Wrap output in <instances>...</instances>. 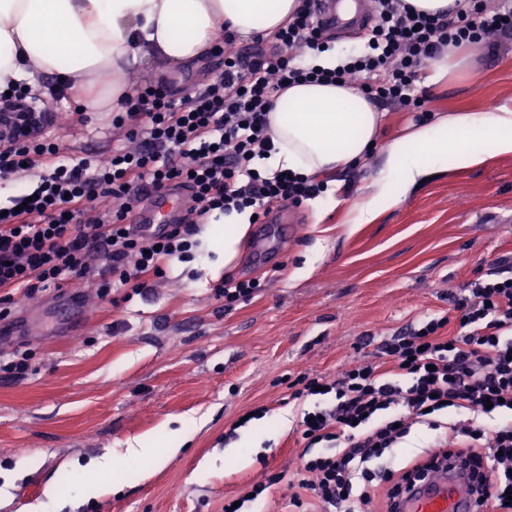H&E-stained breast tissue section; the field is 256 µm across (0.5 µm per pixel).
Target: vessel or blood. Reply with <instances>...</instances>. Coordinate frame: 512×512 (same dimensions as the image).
I'll return each mask as SVG.
<instances>
[{
	"instance_id": "b4317fda",
	"label": "vessel or blood",
	"mask_w": 512,
	"mask_h": 512,
	"mask_svg": "<svg viewBox=\"0 0 512 512\" xmlns=\"http://www.w3.org/2000/svg\"><path fill=\"white\" fill-rule=\"evenodd\" d=\"M368 11L369 0H318L317 4L318 19L335 34L356 30ZM150 200L149 207L133 211L130 221L155 231L183 218L187 191L174 185L161 194L151 195ZM399 508L401 512H483L468 480L452 461L432 470L426 484L406 491Z\"/></svg>"
}]
</instances>
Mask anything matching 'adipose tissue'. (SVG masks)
Wrapping results in <instances>:
<instances>
[{"label":"adipose tissue","mask_w":512,"mask_h":512,"mask_svg":"<svg viewBox=\"0 0 512 512\" xmlns=\"http://www.w3.org/2000/svg\"><path fill=\"white\" fill-rule=\"evenodd\" d=\"M299 0H0V85L42 91L41 78L67 80L70 99L99 112L132 94L129 74L149 60L167 66L206 56L223 27L241 37L275 31ZM383 114L350 85L300 83L279 92L269 115L274 151L268 173L318 180L357 166L379 138ZM512 157V109L454 110L392 138L379 171L364 185L351 223L370 224L438 171L468 169ZM251 209L210 223L206 236L239 252Z\"/></svg>","instance_id":"1"}]
</instances>
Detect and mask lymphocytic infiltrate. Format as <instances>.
<instances>
[{
  "label": "lymphocytic infiltrate",
  "instance_id": "1",
  "mask_svg": "<svg viewBox=\"0 0 512 512\" xmlns=\"http://www.w3.org/2000/svg\"><path fill=\"white\" fill-rule=\"evenodd\" d=\"M364 47L335 68L313 64L328 50L315 0H300L281 27L242 46L221 31L213 56L224 68L204 88L180 94L169 82L146 83L122 97L112 115L117 144L107 153L68 152L57 130L85 123L61 109L66 83L33 103L21 87L0 88V182L36 175L30 199H12L0 215V290L28 300L91 278L99 297L141 293L166 263L192 261L199 226L215 212L274 208L315 199L322 182L299 174L261 175L271 153L269 115L278 92L304 82L351 85L374 104L422 112L417 90L428 61L445 49L485 46L496 53L512 37V0H464L446 14L415 11L405 0H372ZM191 192L184 221L146 233L128 217L146 193L172 185ZM323 388L328 407L305 412V443L291 474L271 482L311 493L321 512H372L377 494L395 501L426 479L438 461L468 470L485 512H512V276L475 279L452 297L450 315L382 338L373 361L329 379H306L303 395ZM433 434L429 450L394 466L414 428ZM326 444L327 452L312 449ZM270 482V483H271Z\"/></svg>",
  "mask_w": 512,
  "mask_h": 512
}]
</instances>
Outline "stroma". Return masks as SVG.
<instances>
[{"mask_svg": "<svg viewBox=\"0 0 512 512\" xmlns=\"http://www.w3.org/2000/svg\"><path fill=\"white\" fill-rule=\"evenodd\" d=\"M481 79L456 71L427 87L431 112L512 108V41L490 55L469 50ZM222 62L207 56L180 67L152 64L131 80L160 79L179 90L202 87ZM412 112L385 113L375 151L338 172L336 203L304 202L294 237H271L257 253L251 225L238 256L217 269L218 253L197 247L193 261L131 301L100 298L77 280L37 302L0 292L9 316L0 359L24 355L27 373L0 370V512H28L45 501L76 500L73 512H224L276 472L294 469L298 422L325 407L323 396L293 398L290 382L306 373L329 378L371 360L369 337L400 331L448 311V297L512 258V158L439 176L374 224L349 223L362 186L373 179L389 139L417 122ZM63 147L111 150L112 114L60 130ZM261 280L257 295L232 305L214 297L225 277ZM267 414L247 427L254 408ZM190 424L193 432L161 470L125 451L146 436ZM235 431L234 439L224 434ZM110 455L121 470L148 471L133 486H108L82 502L55 477L76 464L78 479H96L90 460ZM35 456L39 466L26 468Z\"/></svg>", "mask_w": 512, "mask_h": 512, "instance_id": "obj_1", "label": "stroma"}]
</instances>
